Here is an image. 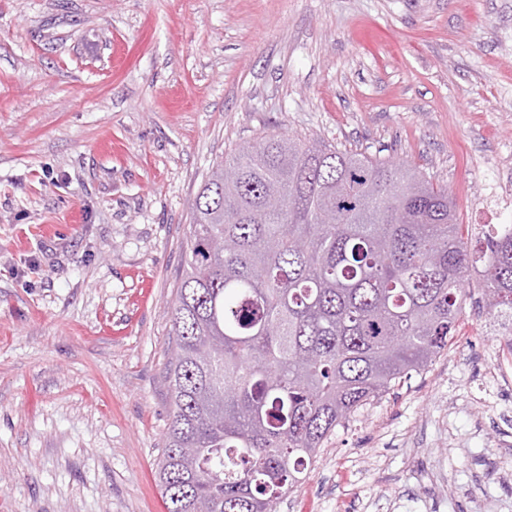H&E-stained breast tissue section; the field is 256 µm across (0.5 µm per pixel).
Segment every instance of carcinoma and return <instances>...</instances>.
I'll list each match as a JSON object with an SVG mask.
<instances>
[{"mask_svg":"<svg viewBox=\"0 0 512 512\" xmlns=\"http://www.w3.org/2000/svg\"><path fill=\"white\" fill-rule=\"evenodd\" d=\"M485 240L404 162L270 136L213 167L173 302L167 512H275L336 426L448 350L471 271L512 319V225Z\"/></svg>","mask_w":512,"mask_h":512,"instance_id":"cac0c4a2","label":"carcinoma"}]
</instances>
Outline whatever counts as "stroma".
<instances>
[{
  "label": "stroma",
  "mask_w": 512,
  "mask_h": 512,
  "mask_svg": "<svg viewBox=\"0 0 512 512\" xmlns=\"http://www.w3.org/2000/svg\"><path fill=\"white\" fill-rule=\"evenodd\" d=\"M265 135L407 161L512 224V0H0V512H167L191 203ZM351 413L277 512H512L505 318Z\"/></svg>",
  "instance_id": "obj_1"
}]
</instances>
